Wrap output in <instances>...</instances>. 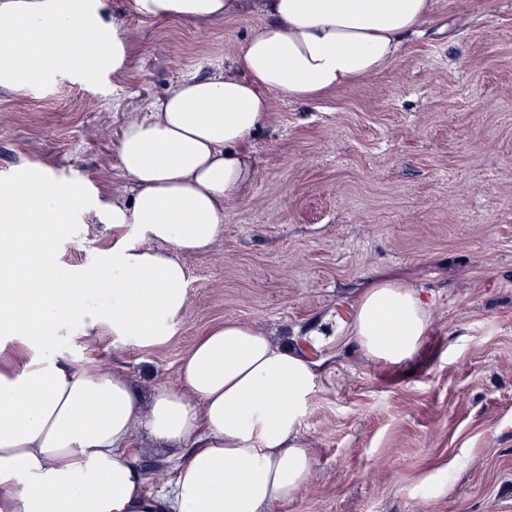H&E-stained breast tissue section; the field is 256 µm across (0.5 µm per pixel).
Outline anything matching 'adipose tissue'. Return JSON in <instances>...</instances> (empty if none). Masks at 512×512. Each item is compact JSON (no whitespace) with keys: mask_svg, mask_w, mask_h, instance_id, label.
Listing matches in <instances>:
<instances>
[{"mask_svg":"<svg viewBox=\"0 0 512 512\" xmlns=\"http://www.w3.org/2000/svg\"><path fill=\"white\" fill-rule=\"evenodd\" d=\"M154 20L241 14L245 0H130ZM269 20L224 76L180 83L130 122L119 168L133 182L122 203L89 204L81 183L45 173L0 190V512H268L306 481L312 458L299 424L316 389L313 365L228 320L181 361L180 386L159 389L146 427L189 453L172 486L144 492L128 443L133 393L107 373L79 370L43 353L66 306L83 329L166 341L186 304L184 254L203 253L224 231V205L245 195L247 145L268 119L267 91L315 101L392 63L433 0H257ZM94 0H0L8 47L0 82L23 90L69 67L57 38L89 27ZM113 225L112 250L93 265H66L60 241L87 210ZM69 266L68 284L55 276ZM99 292L111 311L88 305ZM417 294L386 282L368 290L354 335L391 363L412 356L428 326ZM202 401L195 408L185 398Z\"/></svg>","mask_w":512,"mask_h":512,"instance_id":"1","label":"adipose tissue"}]
</instances>
